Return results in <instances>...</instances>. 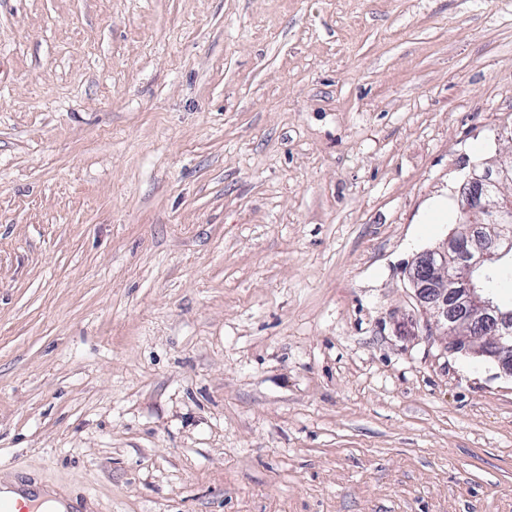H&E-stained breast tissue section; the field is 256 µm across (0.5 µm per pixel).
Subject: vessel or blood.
I'll use <instances>...</instances> for the list:
<instances>
[{"mask_svg":"<svg viewBox=\"0 0 512 512\" xmlns=\"http://www.w3.org/2000/svg\"><path fill=\"white\" fill-rule=\"evenodd\" d=\"M0 512H91L85 494L54 498L47 486L12 482L8 467L0 463Z\"/></svg>","mask_w":512,"mask_h":512,"instance_id":"obj_1","label":"vessel or blood"}]
</instances>
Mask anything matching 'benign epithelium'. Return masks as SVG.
<instances>
[{"label": "benign epithelium", "instance_id": "1", "mask_svg": "<svg viewBox=\"0 0 512 512\" xmlns=\"http://www.w3.org/2000/svg\"><path fill=\"white\" fill-rule=\"evenodd\" d=\"M512 165L472 168L460 188L461 218L437 247L419 254L405 274L414 299L426 315L415 335L446 337V349L494 362L512 377V307L502 305L481 277L512 257Z\"/></svg>", "mask_w": 512, "mask_h": 512}]
</instances>
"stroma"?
<instances>
[{"label": "stroma", "instance_id": "stroma-1", "mask_svg": "<svg viewBox=\"0 0 512 512\" xmlns=\"http://www.w3.org/2000/svg\"><path fill=\"white\" fill-rule=\"evenodd\" d=\"M510 161L512 0H0V460L96 512H512V378L398 331Z\"/></svg>", "mask_w": 512, "mask_h": 512}]
</instances>
